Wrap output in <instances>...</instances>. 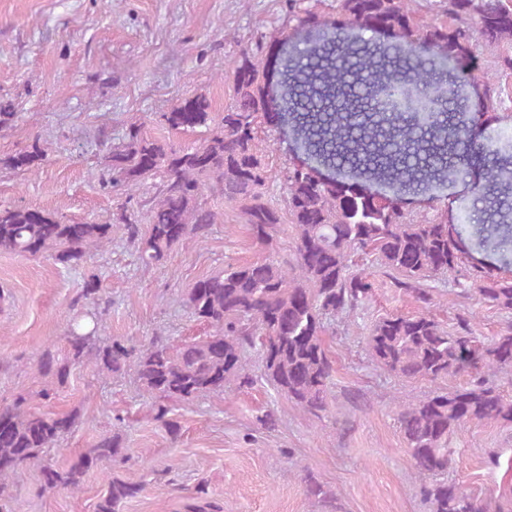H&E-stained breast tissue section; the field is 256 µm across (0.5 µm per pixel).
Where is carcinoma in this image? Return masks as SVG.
I'll list each match as a JSON object with an SVG mask.
<instances>
[{"label": "carcinoma", "instance_id": "cac0c4a2", "mask_svg": "<svg viewBox=\"0 0 512 512\" xmlns=\"http://www.w3.org/2000/svg\"><path fill=\"white\" fill-rule=\"evenodd\" d=\"M294 29L324 25L353 35L339 45L308 47L305 61L292 55L277 61L279 98L268 92L271 75L263 63L264 45L232 62L234 95L224 111H210L202 96H191L158 122L171 130L206 129L191 148L147 137L130 124L110 145L100 181L108 189L127 187L112 210V223L67 222L50 211L0 204V251L47 255L66 268L82 266L93 251L112 242V225L121 224L144 267L163 262L177 247L208 240L218 215L205 196L219 195L234 205L252 238L272 247L283 224L294 230L288 254L229 266L195 281L184 293L191 317L212 332L171 346L153 336L135 346L120 336L102 335L98 308L103 300L98 275L84 279L79 298L90 308L69 325L68 349L48 350L39 373L63 387L72 371L91 362L115 377L134 371L155 421L174 439L180 426L171 417L174 403L224 394L258 382L296 409L316 417L330 410L333 361L324 336L339 318L365 309L378 284L369 268L388 278V286L419 303L412 314H386L372 322L365 344L371 362L406 381L443 382L467 376L456 388H437L413 403L398 406L397 421L406 452L423 486L430 512H512V502L478 497L448 481L454 463L453 435L468 424L512 426V396L486 379L512 375V276L493 268L512 267V144L480 126L478 116L495 111L491 86L472 74L483 47L512 42V5L506 0H440L448 21H433L412 7L415 0H336V16L321 19L286 0ZM371 33L360 39L358 34ZM483 94L473 106L470 84ZM432 96L443 87L436 123L424 133L399 112L377 118L369 101L392 95L405 83ZM292 103L297 133L323 162L353 169L361 185L343 179L319 182L304 168L286 175L284 207L267 195L271 177L258 119L277 117L279 101ZM36 142L31 149L0 159L6 168L33 172L45 160ZM477 177L473 192L485 198L483 223L467 228L446 220L417 221L402 205L413 189L453 185ZM159 179L150 196L135 198L141 186ZM395 191L383 203L372 184ZM146 221V230L140 229ZM479 301L498 311L500 329L476 335L471 317L445 324L431 314L434 287L461 271L464 255ZM76 426L69 413L43 414L19 396L0 406V498L7 479L41 458ZM128 458L123 436L105 434L66 468H41L46 490H74L86 473ZM141 491L137 482L112 477L95 512H123ZM306 494L320 502L336 493L313 479Z\"/></svg>", "mask_w": 512, "mask_h": 512}]
</instances>
